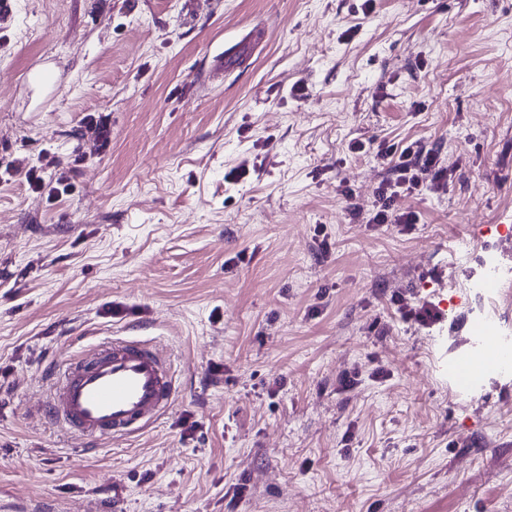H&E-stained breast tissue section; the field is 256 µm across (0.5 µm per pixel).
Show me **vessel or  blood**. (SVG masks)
Segmentation results:
<instances>
[{
    "label": "vessel or blood",
    "instance_id": "vessel-or-blood-1",
    "mask_svg": "<svg viewBox=\"0 0 512 512\" xmlns=\"http://www.w3.org/2000/svg\"><path fill=\"white\" fill-rule=\"evenodd\" d=\"M255 43L254 36L243 37L216 59L214 71H232ZM176 392L159 350L144 340L116 338L109 348L69 363L52 388L49 412L85 438L131 435L162 415Z\"/></svg>",
    "mask_w": 512,
    "mask_h": 512
}]
</instances>
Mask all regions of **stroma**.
<instances>
[{"label": "stroma", "instance_id": "obj_1", "mask_svg": "<svg viewBox=\"0 0 512 512\" xmlns=\"http://www.w3.org/2000/svg\"><path fill=\"white\" fill-rule=\"evenodd\" d=\"M11 2L0 512H512V373L461 394L451 369L477 321L512 338V297L468 288L490 265L512 283V0ZM44 60L57 82L28 100ZM416 140L446 189L397 199L411 231L369 223L379 145ZM31 171L75 190L47 200ZM117 334L178 392L91 442L45 406ZM256 39L254 35H246L236 45L233 50L223 52V55L219 56L214 62L213 69L217 73L224 74V72L232 71L237 65V61L240 55L245 50H251L254 48Z\"/></svg>", "mask_w": 512, "mask_h": 512}]
</instances>
